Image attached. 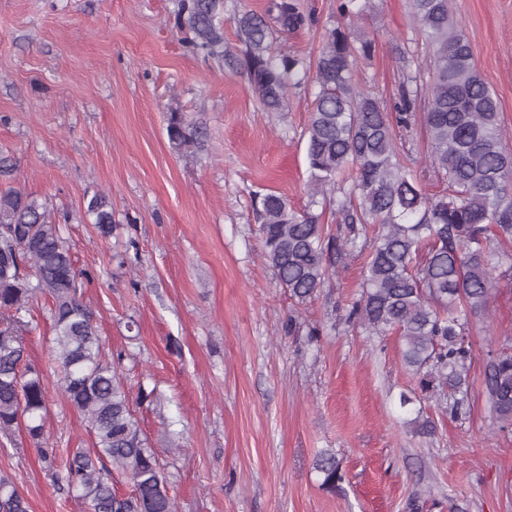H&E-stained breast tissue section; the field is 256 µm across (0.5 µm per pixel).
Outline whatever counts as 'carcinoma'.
I'll return each instance as SVG.
<instances>
[{
    "label": "carcinoma",
    "mask_w": 512,
    "mask_h": 512,
    "mask_svg": "<svg viewBox=\"0 0 512 512\" xmlns=\"http://www.w3.org/2000/svg\"><path fill=\"white\" fill-rule=\"evenodd\" d=\"M366 8L360 0H339L337 10L354 22ZM413 17L429 49V78L419 89L412 88L417 77L407 78L393 124L380 99L355 83L359 59L371 57L376 47L370 33L329 30L314 72L301 76L300 61L274 48L277 34L305 22L292 0H270L262 14L234 17L239 56L224 41V0H177L175 10L191 51L244 69L263 111H288V91L298 76L318 85L305 136L308 193L321 212L299 211L275 191L253 194L263 258L279 286L302 304L336 263L369 249L361 298L351 305L348 322L370 336L400 332L405 364L422 373L421 391L448 387L455 412L468 395V316L489 307L494 273L506 255L491 240H512V195L506 189L512 155L502 143L498 99L473 66L450 0H413ZM421 90L430 168L446 182L432 196L405 163L395 134V126L415 119ZM167 135L175 150L188 152L201 144L202 131L172 112ZM326 209L336 218L334 234L324 224ZM86 213L102 236L112 234L109 196L95 194ZM85 277L74 268L62 224L48 205L15 187L1 190L0 432L24 428L54 484L78 493L88 512H175L157 453L103 353L94 313L81 299ZM37 292L51 300L61 389L95 436L93 447L73 449L60 467L44 437L48 387L24 359L20 312ZM484 384L496 417L512 425L511 353L488 362ZM314 466L328 489L343 479L331 452L320 453ZM115 472L130 480L129 495L114 488ZM0 512H29L5 475Z\"/></svg>",
    "instance_id": "obj_1"
}]
</instances>
